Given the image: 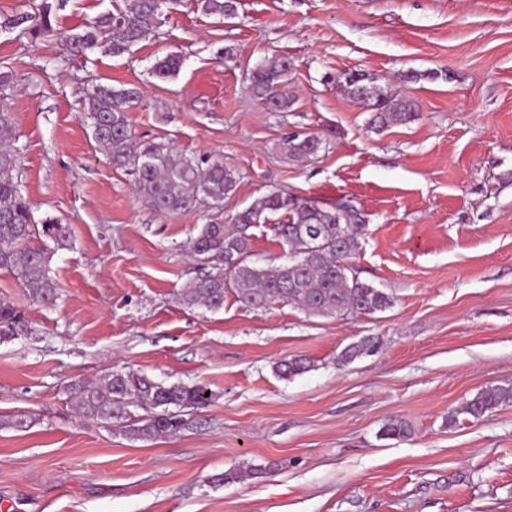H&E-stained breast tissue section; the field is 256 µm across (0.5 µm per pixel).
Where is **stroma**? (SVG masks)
Instances as JSON below:
<instances>
[{
  "label": "stroma",
  "mask_w": 512,
  "mask_h": 512,
  "mask_svg": "<svg viewBox=\"0 0 512 512\" xmlns=\"http://www.w3.org/2000/svg\"><path fill=\"white\" fill-rule=\"evenodd\" d=\"M113 0H64L52 29L0 27V107L35 218L71 230L55 304L0 270V301L27 322L0 340V512H512V403L474 418L477 392L512 384V0H238L229 19L197 0L164 5L122 56L65 40ZM179 55V72L151 76ZM291 63L285 112L249 74ZM362 71L411 100L381 131L339 86ZM137 86L134 136L235 172L232 195L153 210L93 139L92 83ZM299 135L318 151L288 161ZM277 190L346 203L367 224L352 274L388 293L371 315H313L224 293L217 310L179 293L200 272L187 244ZM376 350L350 362L349 344ZM310 360L284 379V358ZM200 386L203 409L151 440L82 418L74 387L117 371ZM408 424V438L384 427ZM238 473L220 484L215 475Z\"/></svg>",
  "instance_id": "35a3bbf8"
}]
</instances>
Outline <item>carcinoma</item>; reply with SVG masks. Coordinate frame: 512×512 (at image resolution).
<instances>
[{"mask_svg": "<svg viewBox=\"0 0 512 512\" xmlns=\"http://www.w3.org/2000/svg\"><path fill=\"white\" fill-rule=\"evenodd\" d=\"M166 0H122V4L67 36L71 50L79 55L96 47L119 56L146 39L156 28ZM209 15L231 18L236 0H201ZM182 65L178 55H168L152 69V75L165 80ZM289 63L276 58L256 67L250 75L255 95L274 112L287 110L293 102L284 82ZM344 91L374 112L372 124L384 128L408 122L415 116L412 101L374 84V78L360 72L344 74ZM142 93L135 87L114 88L94 84L86 93L85 112L92 133L112 161L133 177L136 193L154 210L173 214L188 210L202 201H224L237 187V176L218 161L206 165L191 159L168 144L146 141L132 144L128 111L139 106ZM320 140L313 136H293L286 143L288 160L298 162L315 153ZM17 159L0 148V268L16 273L29 297L41 304L53 303L56 286L50 276L54 249L66 245L69 227L57 218L41 219V234L55 248L34 247L36 235L31 208L21 194ZM284 220L275 225L280 244L287 248L288 261L276 267L258 266L250 261L249 229L264 224L272 215ZM366 224L354 208H323L296 196L272 191L236 214L230 224H205L191 242L189 252L210 267L182 289V302L188 307L219 309L224 305V290L231 288L237 300L252 308L274 302L294 304L308 313L358 312L374 314L391 306L390 296L371 284L349 277V260L358 255L365 240ZM23 316L10 304L0 302V338L26 333ZM373 347L363 338L348 345L341 360L350 362ZM305 358L277 363L276 371L290 377L307 371ZM202 387L165 385L128 371L110 373L97 385H80L76 397L81 414L92 420L110 423L125 418V434L135 439H151L180 424L176 411L203 408L211 404ZM135 397L161 414L148 419H133L127 401ZM512 401V385L482 390L468 400L464 412L479 418L503 403Z\"/></svg>", "mask_w": 512, "mask_h": 512, "instance_id": "1", "label": "carcinoma"}]
</instances>
